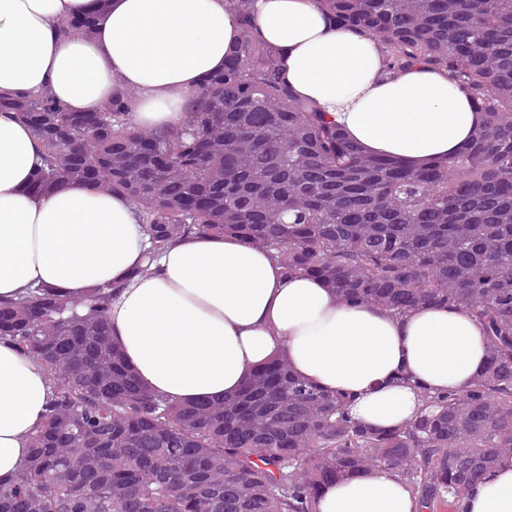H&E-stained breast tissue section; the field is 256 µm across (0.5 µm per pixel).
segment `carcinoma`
<instances>
[{
    "label": "carcinoma",
    "instance_id": "obj_1",
    "mask_svg": "<svg viewBox=\"0 0 512 512\" xmlns=\"http://www.w3.org/2000/svg\"><path fill=\"white\" fill-rule=\"evenodd\" d=\"M243 36L192 93L181 131L141 129L128 99L95 124L50 93L0 96L43 145L32 188H106L130 198L151 240L235 234L288 273L393 315L468 309L487 348L462 390L420 395L412 421L380 430L351 399L299 378L283 357L222 400L181 402L145 387L110 337L114 285L81 303L41 287L0 302V340L53 383L29 459L0 482V512L63 480L36 512H316L322 486L361 471L404 479L428 512H464L471 487L512 456V0H319L370 35L395 74L448 72L484 121L452 157L419 169L364 155L283 81L280 52L254 35L253 0H230ZM107 0L60 23L93 33ZM88 357L79 367L73 355Z\"/></svg>",
    "mask_w": 512,
    "mask_h": 512
}]
</instances>
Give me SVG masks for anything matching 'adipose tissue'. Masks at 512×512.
Segmentation results:
<instances>
[{"label": "adipose tissue", "instance_id": "obj_1", "mask_svg": "<svg viewBox=\"0 0 512 512\" xmlns=\"http://www.w3.org/2000/svg\"><path fill=\"white\" fill-rule=\"evenodd\" d=\"M92 0H0V95L51 90L87 112L133 93L130 118L146 129L181 128L189 94L222 71L242 31L228 0H108L92 35L60 38L59 19ZM259 37L281 52L282 74L316 101L364 153L418 168L451 157L483 122L468 92L419 66L383 75L377 40L334 27L317 0H255ZM42 147L0 114V300L45 286L80 300L119 291L112 335L155 393L217 400L276 355L318 387L350 396L363 425L413 419L421 391L465 387L483 370L480 327L457 307L396 316L347 304L318 277L289 274L272 251L240 237L189 235L145 265L149 238L126 196L71 183L31 188ZM52 394L35 357L0 341V480L30 455L28 437ZM319 512H420L406 482L373 472L329 482ZM466 512H512V458L465 500Z\"/></svg>", "mask_w": 512, "mask_h": 512}]
</instances>
